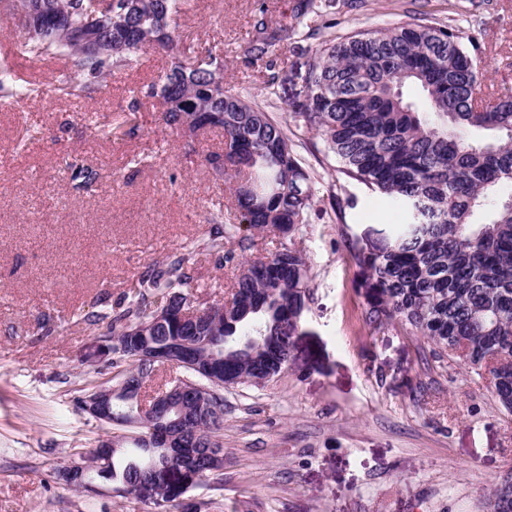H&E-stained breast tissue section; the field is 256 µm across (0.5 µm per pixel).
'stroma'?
<instances>
[{
  "label": "stroma",
  "mask_w": 512,
  "mask_h": 512,
  "mask_svg": "<svg viewBox=\"0 0 512 512\" xmlns=\"http://www.w3.org/2000/svg\"><path fill=\"white\" fill-rule=\"evenodd\" d=\"M263 2L275 22H290L293 0H190L177 33L210 47L227 83L288 124L315 197L290 237L255 243L260 252L300 251L311 299L288 371L225 390L223 479L187 499L209 512H486L495 482L512 469V416L486 380L435 361L427 340L363 322V277L347 244L385 247L405 213L344 175L321 137L281 112V98L303 89L317 39L277 50L286 81L279 97L266 94L265 64L245 52ZM418 18L484 30L482 84L512 87V0H336L316 23L341 40ZM166 62L145 51L138 68L83 99L56 93L61 64L12 62L45 93L0 103V512H158L110 486L86 497L55 471L101 434L76 405L92 368L83 356L106 325L80 322L81 313L124 302L141 274L202 238L214 213L239 221L226 209L228 184L204 160L223 152V131H207L187 153L186 137L162 125L155 100L143 96ZM136 100L130 137L122 125ZM103 123L115 126L111 138L98 134ZM75 157L102 175L88 190L69 182ZM239 272L200 258L198 296L222 299Z\"/></svg>",
  "instance_id": "stroma-1"
}]
</instances>
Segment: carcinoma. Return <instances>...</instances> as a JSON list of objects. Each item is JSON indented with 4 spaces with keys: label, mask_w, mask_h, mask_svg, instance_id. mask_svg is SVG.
Returning <instances> with one entry per match:
<instances>
[{
    "label": "carcinoma",
    "mask_w": 512,
    "mask_h": 512,
    "mask_svg": "<svg viewBox=\"0 0 512 512\" xmlns=\"http://www.w3.org/2000/svg\"><path fill=\"white\" fill-rule=\"evenodd\" d=\"M334 0H296L303 21ZM187 0H0V18L15 28L17 53L33 60L65 56L81 80L60 81L56 91L89 97L108 75L133 68L146 48L165 53L169 67L148 87L162 105L168 127L224 131V154L205 161L233 182L232 206L254 231L290 236L312 207V178L283 125L224 82V64L210 50L192 59L176 35ZM266 3L255 11L248 53L266 61L265 90L280 71L271 60L288 41V26L272 22ZM484 46L468 42L451 26L408 22L359 32L343 41L326 39L311 55L304 76L305 98L282 111L298 126L319 134L349 178L385 195L407 221L392 241L368 250L349 241L352 258L367 276L363 319L372 327L401 324L431 341L439 358L485 371L497 367L494 394L512 415V90L481 95ZM418 96L409 98L404 88ZM44 89L23 84L0 66V99L38 97ZM75 189L100 174L78 160L68 163ZM217 212L203 251L219 265L235 260L224 241L238 227ZM197 252L173 256L140 276L135 295L112 316L89 311L81 320L109 319L101 341L112 347L115 378L136 388L155 367L138 358L143 348L169 356L189 348L198 336L216 339L224 373L214 385L183 365L186 380L207 386L215 416L208 435L186 431L179 455L149 450L135 425L138 393L112 399V424L123 431V448L99 466L83 460V473L69 466L56 477L89 496L102 483L130 494L144 483L160 490L164 506L177 510L183 497L210 480L219 468L214 442L224 424V388L259 384L277 363L291 356L293 337L310 297L309 267L297 250L282 246L244 262L232 286V309L211 305L208 317L183 316L198 302L192 271ZM488 512H512V476L495 483Z\"/></svg>",
    "instance_id": "obj_1"
}]
</instances>
